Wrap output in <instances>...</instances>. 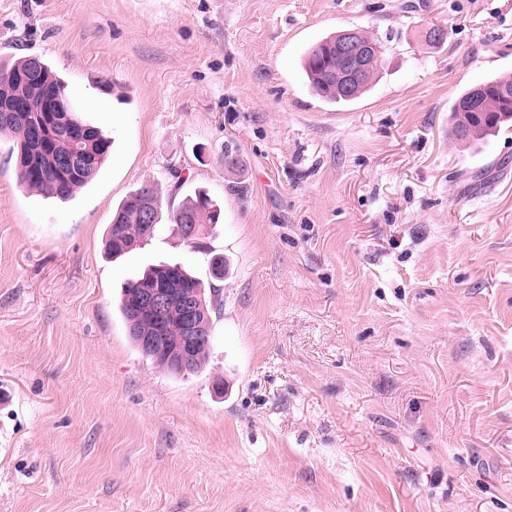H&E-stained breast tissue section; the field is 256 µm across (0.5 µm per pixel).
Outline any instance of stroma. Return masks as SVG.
<instances>
[{"label":"stroma","mask_w":512,"mask_h":512,"mask_svg":"<svg viewBox=\"0 0 512 512\" xmlns=\"http://www.w3.org/2000/svg\"><path fill=\"white\" fill-rule=\"evenodd\" d=\"M350 28L383 66L327 105L300 60ZM4 55L62 74L112 154L63 203L0 143V512H512V126L448 138L512 73V0H0ZM144 185L208 192L207 252L164 219L107 255ZM161 263L224 298L187 379L119 312ZM476 85L482 86L487 93L488 99L492 101H495L494 96L497 95H499V98L502 102H506L507 100L512 99V93L510 95L508 88H502L500 90L501 87L512 86L511 75H503L491 80L482 81ZM470 89L462 94L451 108V113H453L450 115V120L454 127L451 126L449 128V136L452 140H454L456 144L461 147L477 146L483 143L488 136L498 133L503 126L508 125L510 122V119H502L496 121L493 124L474 125V129L471 132L470 137L467 139H461L468 136L472 125L476 123L477 120H480L481 117H484L488 113L487 111L490 109L489 106L483 101L484 90L482 88L472 89L469 93V99L457 105L459 100L465 97ZM455 109L456 112H454Z\"/></svg>","instance_id":"1"}]
</instances>
